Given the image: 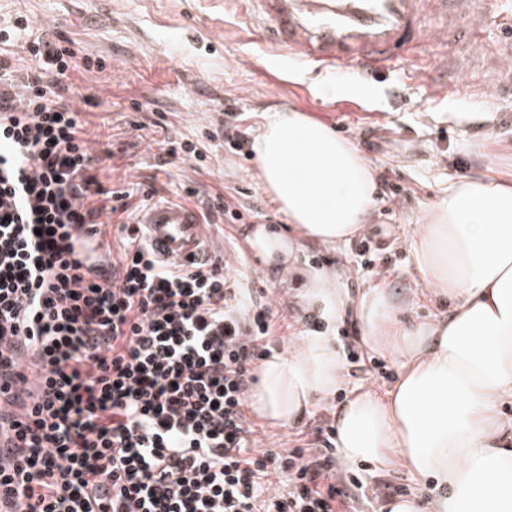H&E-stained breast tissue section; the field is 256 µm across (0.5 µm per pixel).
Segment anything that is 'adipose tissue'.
<instances>
[{"instance_id":"obj_1","label":"adipose tissue","mask_w":512,"mask_h":512,"mask_svg":"<svg viewBox=\"0 0 512 512\" xmlns=\"http://www.w3.org/2000/svg\"><path fill=\"white\" fill-rule=\"evenodd\" d=\"M255 176L292 235L256 225L249 245L270 267L296 263L310 243L334 246L364 234L376 203L372 163L356 143L297 112L272 113L252 143ZM425 289L448 297V314L394 327L396 306L373 288L360 308L367 348L399 357L396 380L356 388L336 420L348 463L400 467L432 483L430 501L397 497L380 512H512V182L468 176L448 183L411 236ZM302 302L324 327L295 336L287 354L261 361L249 407L285 427L343 383L334 330L344 310L336 276L305 272Z\"/></svg>"}]
</instances>
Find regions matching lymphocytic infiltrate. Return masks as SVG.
<instances>
[{
	"label": "lymphocytic infiltrate",
	"instance_id": "obj_1",
	"mask_svg": "<svg viewBox=\"0 0 512 512\" xmlns=\"http://www.w3.org/2000/svg\"><path fill=\"white\" fill-rule=\"evenodd\" d=\"M18 15L0 47L21 43L16 74L0 57V383L19 351L38 372L4 420L20 449L0 447V500L14 512H341L356 474L335 445L264 446L247 414L273 319L246 303L230 263L160 260L135 211L152 191L99 181L88 120L70 102L79 58L66 36H30ZM89 224L98 249L73 255ZM123 238L113 250L110 230ZM286 477L284 486L273 485Z\"/></svg>",
	"mask_w": 512,
	"mask_h": 512
}]
</instances>
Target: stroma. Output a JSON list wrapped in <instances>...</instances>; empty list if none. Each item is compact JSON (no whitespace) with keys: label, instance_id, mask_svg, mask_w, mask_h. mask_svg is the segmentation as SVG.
I'll return each instance as SVG.
<instances>
[{"label":"stroma","instance_id":"stroma-1","mask_svg":"<svg viewBox=\"0 0 512 512\" xmlns=\"http://www.w3.org/2000/svg\"><path fill=\"white\" fill-rule=\"evenodd\" d=\"M18 13L29 16L33 34H64L104 61L103 68L74 72L71 99L79 108L94 101L89 133L113 142L115 158L96 170L105 188L151 186L157 205L190 186L196 195L188 205L201 211L223 190L237 192L244 223H225L215 213L205 228L206 242L211 255L234 258L252 295L272 303L277 315L267 338L271 352L287 353L308 314L299 303L297 281L268 271L249 250L255 225L284 216L254 178L253 155L228 152L215 133L230 100L238 104L247 136H255L265 116L289 107L355 141L373 163L379 190L367 224L378 276L362 268L355 239L304 253L310 264L335 273L348 307H356L367 288L379 286L397 305L402 327L447 313V299L419 292L410 236L449 181L477 171L512 175V98L487 87L486 61L464 60L460 87L434 98L400 63L368 87L315 62L285 64L253 42L245 16L217 0H0V23ZM137 102L146 111H135ZM187 142L195 144L199 158L178 152ZM387 182L401 186L396 199L385 192ZM358 352L359 361L345 366L341 392L313 406L295 426L268 428L267 446L288 449L315 438L322 425H335V408L352 388L395 381L396 357L363 346Z\"/></svg>","mask_w":512,"mask_h":512}]
</instances>
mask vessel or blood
<instances>
[{
	"mask_svg": "<svg viewBox=\"0 0 512 512\" xmlns=\"http://www.w3.org/2000/svg\"><path fill=\"white\" fill-rule=\"evenodd\" d=\"M253 22L266 49L347 69L372 82L385 63L407 61L436 96L457 87L459 47L489 58L499 91L512 92V46L488 48L481 34L492 16L488 0H233ZM159 257L199 259L203 228L189 208L160 205L141 219Z\"/></svg>",
	"mask_w": 512,
	"mask_h": 512,
	"instance_id": "b4317fda",
	"label": "vessel or blood"
}]
</instances>
